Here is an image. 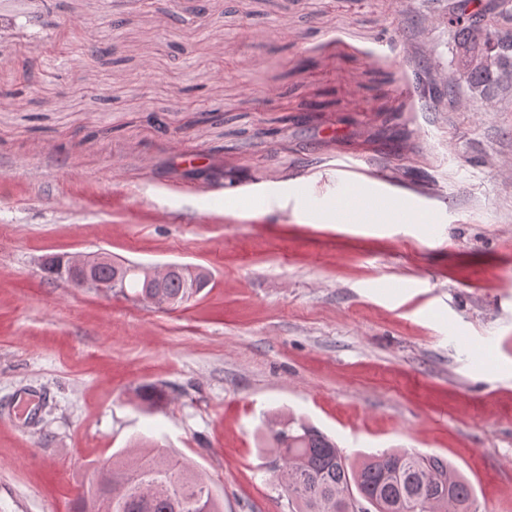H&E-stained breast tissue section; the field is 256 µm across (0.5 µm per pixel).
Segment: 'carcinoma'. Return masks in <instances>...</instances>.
<instances>
[{
    "label": "carcinoma",
    "mask_w": 512,
    "mask_h": 512,
    "mask_svg": "<svg viewBox=\"0 0 512 512\" xmlns=\"http://www.w3.org/2000/svg\"><path fill=\"white\" fill-rule=\"evenodd\" d=\"M455 69L435 78L418 77L419 88L439 103L437 86L454 93L466 84L469 97H481L493 87L512 81V50L500 46L493 32L459 25L452 29ZM174 272L159 284L137 288L135 294L154 306L157 298L184 305L208 286ZM274 447L273 477L288 500L289 512H358L349 493L356 490L366 512H393L398 502L412 512H474L473 488L448 460L408 450L371 455L353 465L336 443L302 420L289 418L268 431ZM105 502L111 512H222L207 479L183 459L152 444H137L115 454L98 469L95 482L78 493L72 512H99Z\"/></svg>",
    "instance_id": "obj_1"
}]
</instances>
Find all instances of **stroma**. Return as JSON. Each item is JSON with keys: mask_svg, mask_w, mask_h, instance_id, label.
<instances>
[{"mask_svg": "<svg viewBox=\"0 0 512 512\" xmlns=\"http://www.w3.org/2000/svg\"><path fill=\"white\" fill-rule=\"evenodd\" d=\"M436 9L0 0V512H70L143 436L223 512H289L266 438L288 417L356 461L446 458L512 512V86L421 97L415 72L451 69ZM369 184L432 234L324 221ZM101 250L211 281L162 310L41 267Z\"/></svg>", "mask_w": 512, "mask_h": 512, "instance_id": "obj_1", "label": "stroma"}]
</instances>
